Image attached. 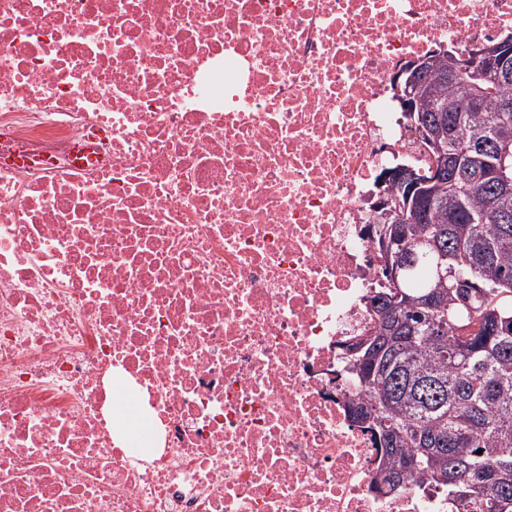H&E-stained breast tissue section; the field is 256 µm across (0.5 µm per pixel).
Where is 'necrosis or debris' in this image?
<instances>
[{
  "label": "necrosis or debris",
  "instance_id": "necrosis-or-debris-1",
  "mask_svg": "<svg viewBox=\"0 0 512 512\" xmlns=\"http://www.w3.org/2000/svg\"><path fill=\"white\" fill-rule=\"evenodd\" d=\"M509 30L512 0H0V512H458L375 490L342 347L415 156L394 74ZM115 397L117 399V403L114 402V413L117 416V427L118 430L121 431V438H133L140 445L145 446L144 448H137L141 452H147L151 448H148V438L145 436L144 432H139V413L138 408L135 405L122 407L120 403L125 401L127 398L125 393L124 386H116L114 388Z\"/></svg>",
  "mask_w": 512,
  "mask_h": 512
}]
</instances>
